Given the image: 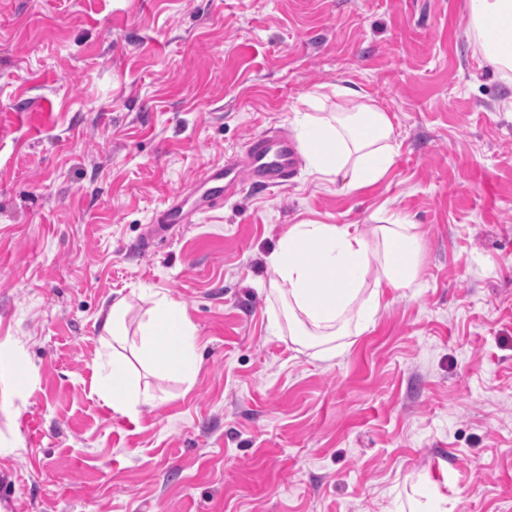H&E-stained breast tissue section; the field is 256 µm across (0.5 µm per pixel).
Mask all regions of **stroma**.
Returning <instances> with one entry per match:
<instances>
[{"mask_svg": "<svg viewBox=\"0 0 512 512\" xmlns=\"http://www.w3.org/2000/svg\"><path fill=\"white\" fill-rule=\"evenodd\" d=\"M470 0H0V512H512V80ZM343 84L399 146L354 191L300 167L151 238L200 171L296 136ZM421 225L412 287L342 355L298 351L267 263L304 219ZM149 250H141L144 239ZM183 304L193 385L99 396L114 301Z\"/></svg>", "mask_w": 512, "mask_h": 512, "instance_id": "35a3bbf8", "label": "stroma"}]
</instances>
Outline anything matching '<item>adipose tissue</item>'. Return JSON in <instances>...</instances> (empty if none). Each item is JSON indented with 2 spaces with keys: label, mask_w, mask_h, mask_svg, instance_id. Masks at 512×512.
<instances>
[{
  "label": "adipose tissue",
  "mask_w": 512,
  "mask_h": 512,
  "mask_svg": "<svg viewBox=\"0 0 512 512\" xmlns=\"http://www.w3.org/2000/svg\"><path fill=\"white\" fill-rule=\"evenodd\" d=\"M470 8L484 59L503 76L512 75V0H470ZM298 136L310 145L311 175L342 182L349 192L383 179L398 150L389 114L372 103L328 117L303 113ZM422 237L418 225L391 215L369 237L351 224L304 220L291 225L269 261L292 342L314 350L316 357H334L340 340L359 335L384 309L386 289L413 284ZM126 315L125 302L117 301L103 323L118 349L101 397L121 414L130 413L135 400L133 358L179 372L189 382L200 368L196 329L179 302L166 296L156 300L153 313L139 324V343L130 357L120 351L128 342Z\"/></svg>",
  "instance_id": "adipose-tissue-1"
}]
</instances>
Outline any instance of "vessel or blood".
<instances>
[{"mask_svg":"<svg viewBox=\"0 0 512 512\" xmlns=\"http://www.w3.org/2000/svg\"><path fill=\"white\" fill-rule=\"evenodd\" d=\"M299 163L296 142L280 131L266 130L253 136L241 158L205 168L197 183L202 190L197 211L214 208L225 197L236 194L243 185L262 189L285 186ZM158 232L166 233L186 224L190 216L182 204L173 202L153 217Z\"/></svg>","mask_w":512,"mask_h":512,"instance_id":"b4317fda","label":"vessel or blood"}]
</instances>
